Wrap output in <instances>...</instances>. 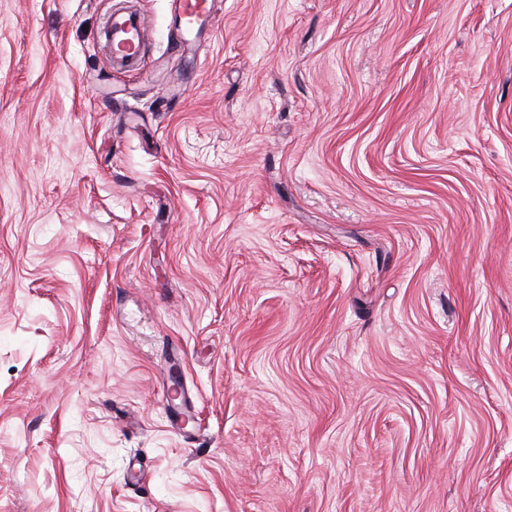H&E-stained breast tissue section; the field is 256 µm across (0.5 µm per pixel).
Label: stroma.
<instances>
[{
    "label": "stroma",
    "mask_w": 512,
    "mask_h": 512,
    "mask_svg": "<svg viewBox=\"0 0 512 512\" xmlns=\"http://www.w3.org/2000/svg\"><path fill=\"white\" fill-rule=\"evenodd\" d=\"M0 0V512H512V0ZM216 0H179L178 9L182 27L170 42L178 51L191 47L190 36L197 33L205 21L212 17ZM148 33V22L141 12H115L108 18L104 36L108 42H112L113 50L120 53V62L115 70L136 72L141 69Z\"/></svg>",
    "instance_id": "stroma-1"
}]
</instances>
